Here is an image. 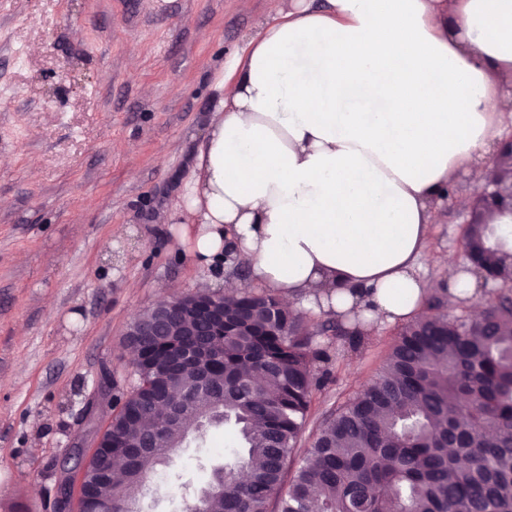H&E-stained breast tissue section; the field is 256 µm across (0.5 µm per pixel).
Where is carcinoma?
<instances>
[{
  "mask_svg": "<svg viewBox=\"0 0 512 512\" xmlns=\"http://www.w3.org/2000/svg\"><path fill=\"white\" fill-rule=\"evenodd\" d=\"M472 261L506 284L512 246L488 222L471 224ZM512 297L480 320L435 315L399 332L369 387L329 415L306 456L298 436L319 385L297 313L271 294L224 299V335L199 391L176 368L177 336H128L138 380L89 460L81 512H140L127 487L172 463L176 449L224 428V465L197 495L202 512H512ZM123 469L102 483L114 460Z\"/></svg>",
  "mask_w": 512,
  "mask_h": 512,
  "instance_id": "obj_1",
  "label": "carcinoma"
}]
</instances>
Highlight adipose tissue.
Here are the masks:
<instances>
[{
    "label": "adipose tissue",
    "mask_w": 512,
    "mask_h": 512,
    "mask_svg": "<svg viewBox=\"0 0 512 512\" xmlns=\"http://www.w3.org/2000/svg\"><path fill=\"white\" fill-rule=\"evenodd\" d=\"M185 186L194 252L364 334L424 317L448 184L486 183L512 127V0H270Z\"/></svg>",
    "instance_id": "obj_1"
}]
</instances>
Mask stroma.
I'll return each instance as SVG.
<instances>
[{
	"mask_svg": "<svg viewBox=\"0 0 512 512\" xmlns=\"http://www.w3.org/2000/svg\"><path fill=\"white\" fill-rule=\"evenodd\" d=\"M269 20V0H0V512H52L66 452L89 441L137 380L131 321L200 280L257 286L244 264H200L182 207L227 64ZM449 186L420 260L439 313L470 314L445 294L463 264ZM171 219L162 224L160 213ZM322 377L297 454L323 420L372 384L399 332L339 336L305 311ZM112 392L102 395V372ZM94 421H85L89 402ZM224 460V433L181 449L192 486Z\"/></svg>",
	"mask_w": 512,
	"mask_h": 512,
	"instance_id": "stroma-1",
	"label": "stroma"
}]
</instances>
